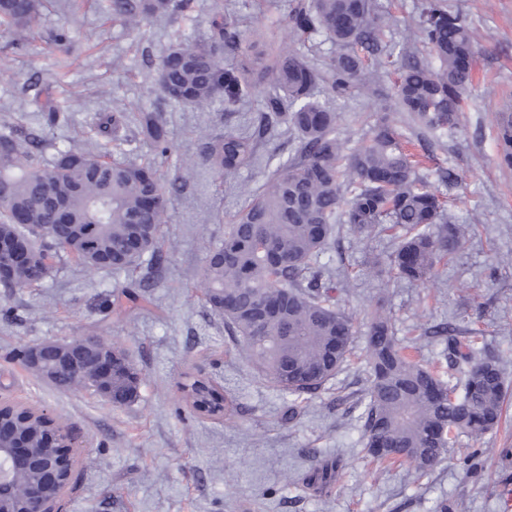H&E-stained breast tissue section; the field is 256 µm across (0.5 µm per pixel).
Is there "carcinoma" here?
I'll return each instance as SVG.
<instances>
[{
  "mask_svg": "<svg viewBox=\"0 0 512 512\" xmlns=\"http://www.w3.org/2000/svg\"><path fill=\"white\" fill-rule=\"evenodd\" d=\"M47 0H0V32L15 40L42 19ZM112 22L123 28L172 17L187 0H101ZM385 13L377 0H296L288 30L302 43L317 34L335 47L326 71L290 50L273 61L261 54L224 65V50L239 41L235 13L219 12L208 35L187 44L177 40L163 53L152 81L175 104L201 108L220 101L234 105L265 84L264 115L254 133H227L206 143L203 159L219 174L234 175L251 163L255 142L278 123L298 142L296 156L268 179L265 190L224 225L220 240L200 269L204 301L237 337L238 352L282 393L303 401L314 397L349 362L358 332L351 316L333 303L319 258L336 224L360 239L387 228L402 231L388 266L373 263L378 277L425 284L437 266L453 257L475 230L457 224L428 174L406 148L408 136L390 112L372 113L368 130L351 151L337 134L340 114L329 98L315 95L326 83L333 93L375 94L376 70L386 44ZM437 60L434 67L402 44L403 63L394 95L399 107L431 132L459 128L464 94L476 58L473 32L443 0H425L416 31ZM125 112H102V138L119 146L130 133L158 156L170 150L162 113L145 111L129 128ZM497 160L512 168V116L498 123ZM167 194L151 165L109 160L69 147L47 161L39 140L22 126L0 125V242L24 240L29 259L14 268L5 288L42 283L56 261L68 255L88 270L134 274L146 255L159 259L160 224ZM367 386L358 407L365 456L379 463H408L417 478L431 474L459 437L481 440L501 422L506 396L504 366L480 354L478 337L460 341L443 327L447 355L463 379L431 367L402 345L381 307L367 316ZM139 372L123 357L112 379L63 377L62 389L102 392L114 404L137 397ZM189 410L222 419L232 401L208 378L182 383ZM0 427L31 448L44 447L43 423L32 415L0 416ZM402 448L397 457L392 449ZM341 460L320 458L305 476L320 495L339 489Z\"/></svg>",
  "mask_w": 512,
  "mask_h": 512,
  "instance_id": "1",
  "label": "carcinoma"
}]
</instances>
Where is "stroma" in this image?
<instances>
[{
  "label": "stroma",
  "mask_w": 512,
  "mask_h": 512,
  "mask_svg": "<svg viewBox=\"0 0 512 512\" xmlns=\"http://www.w3.org/2000/svg\"><path fill=\"white\" fill-rule=\"evenodd\" d=\"M423 0H378L391 26L379 69L380 93L334 98L346 147L361 138L370 112L392 102L400 66L401 32L415 29ZM477 41L473 81L464 97L461 127L439 135L413 127L412 150L427 156L432 189L458 223L478 233L438 267L434 282H385L372 275L373 259H388V234L361 240L337 225L320 263L335 287L334 302L364 326L377 306L390 314L398 337L427 360H440L443 342L430 326L453 323L458 335H478L484 355L500 359L512 384V169L497 163L495 124L512 105V0H447ZM292 0H191L175 21L121 29L83 0L70 9L54 0L24 47L0 36V122L35 130L47 155L78 144L115 158L155 163L165 183H177L161 225L160 259L142 263L137 297L126 273L91 271L59 263L37 288L0 287V400L46 409L80 442L63 512H512V404L500 427L482 439L483 451L464 466L451 453L433 474L417 479L408 466L379 468L362 453L355 402L365 386V338L328 389L293 403L263 380L236 350L222 316L205 306L198 272L223 237L224 226L263 191L268 174L295 152L286 129L259 139L256 158L234 176H219L202 159L206 137L249 132L257 125L261 93L235 108L193 109L170 103L151 82L176 36L208 33L215 12L234 8L241 35L268 56L291 48L286 18ZM59 102L60 118L47 123L35 96ZM163 112L171 136L167 156L135 140L114 149L98 137L97 113ZM453 169L446 184L438 170ZM112 302L99 305V298ZM92 337L120 344L141 376L137 398L117 407L83 389L61 390L38 379L19 353L45 340ZM204 371L235 405L228 419L190 415L180 382ZM340 458L337 494L305 488L314 451Z\"/></svg>",
  "instance_id": "1"
}]
</instances>
